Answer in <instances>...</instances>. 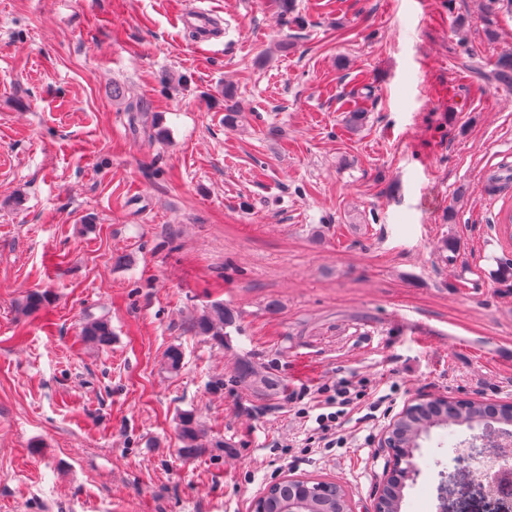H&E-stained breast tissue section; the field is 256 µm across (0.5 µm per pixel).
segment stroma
Wrapping results in <instances>:
<instances>
[{"instance_id":"obj_1","label":"stroma","mask_w":512,"mask_h":512,"mask_svg":"<svg viewBox=\"0 0 512 512\" xmlns=\"http://www.w3.org/2000/svg\"><path fill=\"white\" fill-rule=\"evenodd\" d=\"M189 2L0 0V512H249L287 474L369 512L387 418L294 460L292 391L385 381L390 416L512 403V89L492 77L512 16L205 0L224 33L199 43ZM215 302L238 315L221 348L191 328ZM87 314L110 346L84 342ZM243 357L278 389L235 383ZM187 411L223 449L185 452ZM473 435L431 429L401 512H443V481L444 512H499L448 456ZM112 325L106 316H87L81 326V336L93 347L107 346L112 342Z\"/></svg>"}]
</instances>
